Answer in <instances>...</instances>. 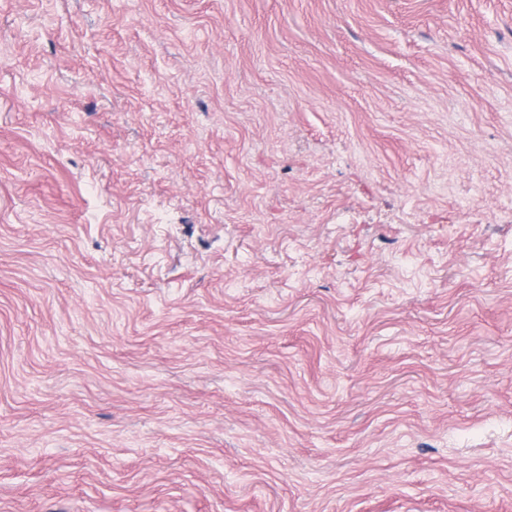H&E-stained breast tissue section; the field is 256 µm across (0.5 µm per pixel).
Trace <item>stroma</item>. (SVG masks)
I'll return each instance as SVG.
<instances>
[{
    "mask_svg": "<svg viewBox=\"0 0 512 512\" xmlns=\"http://www.w3.org/2000/svg\"><path fill=\"white\" fill-rule=\"evenodd\" d=\"M0 512H512V0H0Z\"/></svg>",
    "mask_w": 512,
    "mask_h": 512,
    "instance_id": "obj_1",
    "label": "stroma"
}]
</instances>
